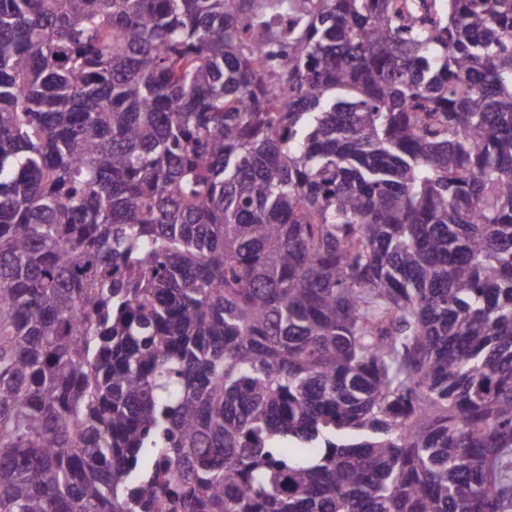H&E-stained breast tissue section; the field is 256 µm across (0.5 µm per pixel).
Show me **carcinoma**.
Returning a JSON list of instances; mask_svg holds the SVG:
<instances>
[{
    "mask_svg": "<svg viewBox=\"0 0 512 512\" xmlns=\"http://www.w3.org/2000/svg\"><path fill=\"white\" fill-rule=\"evenodd\" d=\"M0 0V512H512V0Z\"/></svg>",
    "mask_w": 512,
    "mask_h": 512,
    "instance_id": "carcinoma-1",
    "label": "carcinoma"
}]
</instances>
